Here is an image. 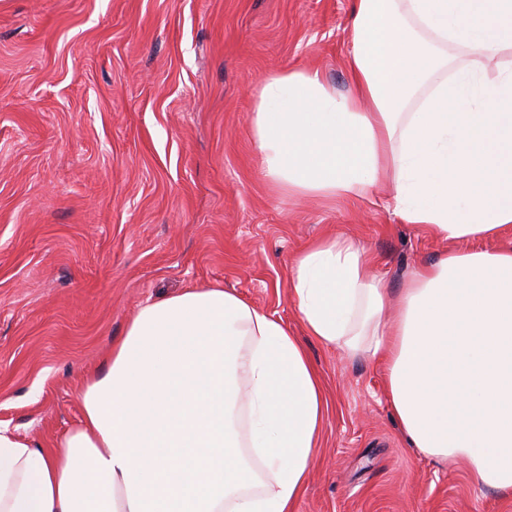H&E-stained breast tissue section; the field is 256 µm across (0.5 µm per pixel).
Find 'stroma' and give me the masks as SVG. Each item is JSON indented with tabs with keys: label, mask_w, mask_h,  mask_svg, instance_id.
I'll list each match as a JSON object with an SVG mask.
<instances>
[{
	"label": "stroma",
	"mask_w": 512,
	"mask_h": 512,
	"mask_svg": "<svg viewBox=\"0 0 512 512\" xmlns=\"http://www.w3.org/2000/svg\"><path fill=\"white\" fill-rule=\"evenodd\" d=\"M354 0H0V425L55 449L79 392L146 302L220 287L281 318L329 402L295 512H512L465 461L407 446L382 364L307 336L288 280L329 234L391 291L444 243L369 198L264 177L249 115L264 80L337 92Z\"/></svg>",
	"instance_id": "stroma-1"
}]
</instances>
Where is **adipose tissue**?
<instances>
[{"label":"adipose tissue","mask_w":512,"mask_h":512,"mask_svg":"<svg viewBox=\"0 0 512 512\" xmlns=\"http://www.w3.org/2000/svg\"><path fill=\"white\" fill-rule=\"evenodd\" d=\"M352 90L285 70L249 116L265 174L296 195L365 196L447 242L397 293L350 238L295 258L307 335L384 364L410 447L512 489V0H356ZM55 450L0 427V512H293L327 412L286 325L221 288L143 305L80 390Z\"/></svg>","instance_id":"1"}]
</instances>
